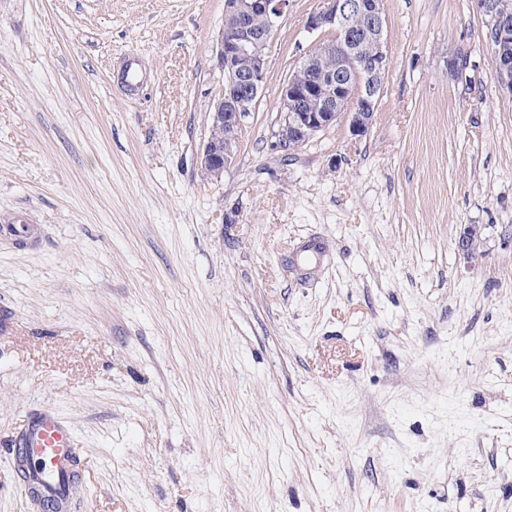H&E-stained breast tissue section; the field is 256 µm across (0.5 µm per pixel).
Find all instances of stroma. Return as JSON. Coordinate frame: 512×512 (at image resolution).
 Segmentation results:
<instances>
[{"label": "stroma", "instance_id": "35a3bbf8", "mask_svg": "<svg viewBox=\"0 0 512 512\" xmlns=\"http://www.w3.org/2000/svg\"><path fill=\"white\" fill-rule=\"evenodd\" d=\"M317 5L290 0L207 177L224 0H0V225L37 234L0 235V512H42L9 462L41 407L75 512H512V95L471 0H383L368 132L284 151Z\"/></svg>", "mask_w": 512, "mask_h": 512}]
</instances>
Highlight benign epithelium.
Returning <instances> with one entry per match:
<instances>
[{
    "instance_id": "7a95c632",
    "label": "benign epithelium",
    "mask_w": 512,
    "mask_h": 512,
    "mask_svg": "<svg viewBox=\"0 0 512 512\" xmlns=\"http://www.w3.org/2000/svg\"><path fill=\"white\" fill-rule=\"evenodd\" d=\"M471 2L482 21L498 84L512 94V4ZM288 6L289 0H224V20L233 22L223 28L218 50L227 82L210 112L212 127L224 128V144L207 140L198 155L200 168L217 175L233 163L239 134L266 80V49ZM255 16L263 17V29L250 25ZM385 25L382 0H319L305 28L310 33L333 32L335 37L318 40L282 84L275 131L279 147H299L341 117L353 136L366 134L389 69ZM479 239L480 231L470 227L457 247L469 256Z\"/></svg>"
}]
</instances>
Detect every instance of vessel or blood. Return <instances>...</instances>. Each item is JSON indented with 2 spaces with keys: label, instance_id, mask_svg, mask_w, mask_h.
I'll return each mask as SVG.
<instances>
[{
  "label": "vessel or blood",
  "instance_id": "obj_1",
  "mask_svg": "<svg viewBox=\"0 0 512 512\" xmlns=\"http://www.w3.org/2000/svg\"><path fill=\"white\" fill-rule=\"evenodd\" d=\"M12 459L27 490L53 512H73L78 453L67 422L53 409L31 412L11 440Z\"/></svg>",
  "mask_w": 512,
  "mask_h": 512
}]
</instances>
